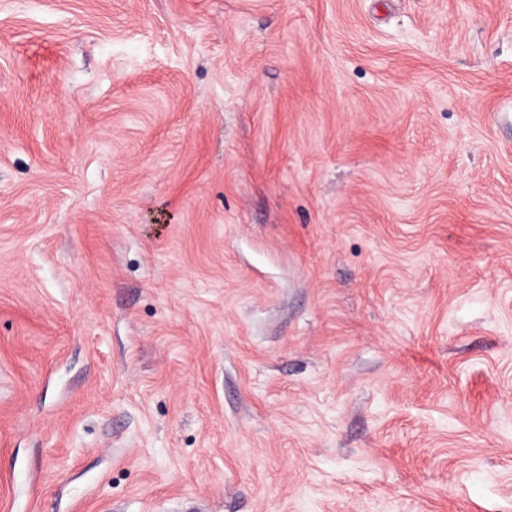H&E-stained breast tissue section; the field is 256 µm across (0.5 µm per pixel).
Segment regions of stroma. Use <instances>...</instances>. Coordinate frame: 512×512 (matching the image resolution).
I'll list each match as a JSON object with an SVG mask.
<instances>
[{
  "instance_id": "1",
  "label": "stroma",
  "mask_w": 512,
  "mask_h": 512,
  "mask_svg": "<svg viewBox=\"0 0 512 512\" xmlns=\"http://www.w3.org/2000/svg\"><path fill=\"white\" fill-rule=\"evenodd\" d=\"M0 512H512V0H0Z\"/></svg>"
}]
</instances>
